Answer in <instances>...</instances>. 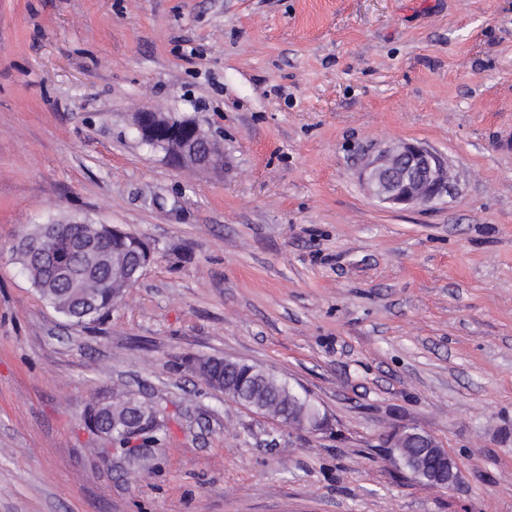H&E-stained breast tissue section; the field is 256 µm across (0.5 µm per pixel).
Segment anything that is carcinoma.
<instances>
[{"label":"carcinoma","mask_w":512,"mask_h":512,"mask_svg":"<svg viewBox=\"0 0 512 512\" xmlns=\"http://www.w3.org/2000/svg\"><path fill=\"white\" fill-rule=\"evenodd\" d=\"M95 242V247L108 256H117L127 261L129 267L103 263L89 265L76 250L78 243ZM13 254L28 273L33 287L41 298L58 313L66 306L80 304L78 295L88 294L94 304L88 307L82 318L70 321L90 324L99 321L104 314L133 286L138 276L133 274L135 266L146 259L144 242L138 237L110 224H63L51 235L46 226L36 224L28 229L14 244ZM66 262L77 268V279L73 283L63 282L56 275V263ZM213 363L205 374V382L215 390L224 389L239 394L242 403L286 423L288 420L302 422L320 416L305 390H300L263 368L228 363L222 358L210 357ZM129 397L123 393L112 395L111 441L124 444L123 430L129 426L138 429L141 443L155 441V434L162 429L160 413L149 402L143 401L130 408Z\"/></svg>","instance_id":"cac0c4a2"}]
</instances>
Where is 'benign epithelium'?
<instances>
[{
	"instance_id": "obj_1",
	"label": "benign epithelium",
	"mask_w": 512,
	"mask_h": 512,
	"mask_svg": "<svg viewBox=\"0 0 512 512\" xmlns=\"http://www.w3.org/2000/svg\"><path fill=\"white\" fill-rule=\"evenodd\" d=\"M134 127L141 141L160 150L173 166L218 169L224 165L213 143L193 118L172 119L150 111L136 114ZM370 194L392 207L426 205L448 193V162L420 145L398 143L378 152L359 172ZM423 447L447 463L430 482L451 488L458 479V465L429 434L418 435Z\"/></svg>"
}]
</instances>
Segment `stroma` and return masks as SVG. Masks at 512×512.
Listing matches in <instances>:
<instances>
[{
    "label": "stroma",
    "mask_w": 512,
    "mask_h": 512,
    "mask_svg": "<svg viewBox=\"0 0 512 512\" xmlns=\"http://www.w3.org/2000/svg\"><path fill=\"white\" fill-rule=\"evenodd\" d=\"M144 109L226 168L168 165ZM401 141L446 157L448 195L368 194ZM82 221L152 260L77 325L10 247ZM195 357L272 370L324 429ZM117 388L164 419L143 454L85 425ZM412 428L454 487L387 460ZM0 512H512V0H0ZM207 359L213 363L208 372L203 358L192 361L189 367L195 374L206 372L204 380L213 389L224 391L225 387L228 392L238 393L243 404L284 423H288V418L300 423L320 416L305 390L295 388L276 374H268L256 365L236 361L224 364L223 358L215 357ZM219 364L222 367L217 371ZM418 438L423 443V448L432 455L438 456L447 463L445 471L438 473L429 483L432 486H439L443 488H451L458 479V465L454 459L448 456L444 448H441L438 442L429 434H417Z\"/></svg>",
    "instance_id": "35a3bbf8"
}]
</instances>
